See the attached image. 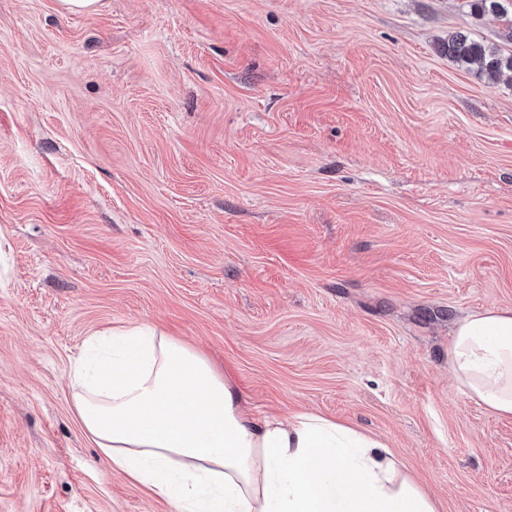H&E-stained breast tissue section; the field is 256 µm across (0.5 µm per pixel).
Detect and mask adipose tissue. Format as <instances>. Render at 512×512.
Instances as JSON below:
<instances>
[{
  "mask_svg": "<svg viewBox=\"0 0 512 512\" xmlns=\"http://www.w3.org/2000/svg\"><path fill=\"white\" fill-rule=\"evenodd\" d=\"M88 344L108 353L72 368L79 422L171 512H437L383 441L315 412L252 417L233 380L176 337L135 324ZM448 364L477 404L512 416V308L461 319Z\"/></svg>",
  "mask_w": 512,
  "mask_h": 512,
  "instance_id": "adipose-tissue-1",
  "label": "adipose tissue"
}]
</instances>
